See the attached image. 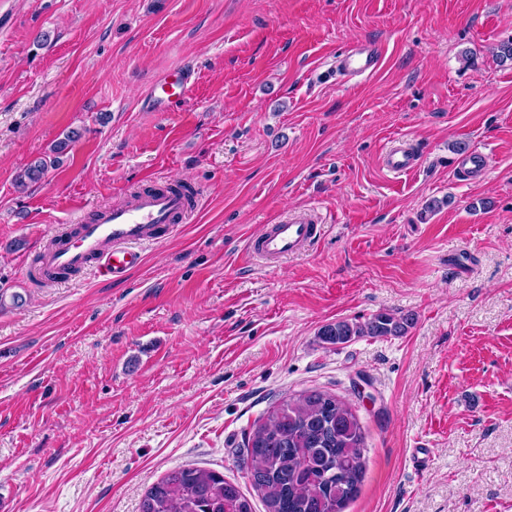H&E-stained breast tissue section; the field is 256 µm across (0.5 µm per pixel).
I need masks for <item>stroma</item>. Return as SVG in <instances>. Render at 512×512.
Listing matches in <instances>:
<instances>
[{"label":"stroma","instance_id":"obj_1","mask_svg":"<svg viewBox=\"0 0 512 512\" xmlns=\"http://www.w3.org/2000/svg\"><path fill=\"white\" fill-rule=\"evenodd\" d=\"M511 39L512 0H0V506L139 512L193 465L266 512L244 439L318 390L364 430L345 512H512ZM365 40L377 72L338 80ZM181 65L194 95L153 111ZM402 139L422 162L396 176L381 157ZM463 146L489 157L478 182L452 166ZM148 174L199 188L187 224L122 280L34 279L55 234ZM309 207L326 224L306 253L246 258ZM380 312L414 321L319 336ZM80 136V132L78 130H71L66 134L64 140H61L53 145L51 148L52 158L47 160L46 158H41L40 160L31 163L27 168H25L17 177L16 187L19 191H25L30 185L39 182L43 176L45 175L48 167H53L56 164L60 163L59 156H54V154H62L66 149H68L71 142L78 139ZM411 321L409 317H396L381 312L362 324L348 321L327 324L321 328L319 336L324 342L336 345L350 341L353 336H400L407 331Z\"/></svg>","mask_w":512,"mask_h":512}]
</instances>
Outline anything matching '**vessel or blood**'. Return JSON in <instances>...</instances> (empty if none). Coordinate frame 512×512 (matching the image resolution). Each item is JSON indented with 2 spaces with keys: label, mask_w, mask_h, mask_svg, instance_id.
Wrapping results in <instances>:
<instances>
[{
  "label": "vessel or blood",
  "mask_w": 512,
  "mask_h": 512,
  "mask_svg": "<svg viewBox=\"0 0 512 512\" xmlns=\"http://www.w3.org/2000/svg\"><path fill=\"white\" fill-rule=\"evenodd\" d=\"M381 53L371 42L347 47L336 57V69L345 79L370 75L380 65ZM188 68L172 69L152 90L153 109L169 111L192 92ZM384 168L400 175L415 170L420 157L406 141L395 142L382 157ZM458 172L470 180H480L488 167V157L480 150L461 153L454 160ZM144 189L130 203L99 210L93 217L79 218L74 231L55 236L51 247L38 262V275L46 282H59L72 272L97 266L103 274L119 279L140 265L139 247L159 243L170 236L191 213V189L175 183L158 182L148 176ZM321 218L311 209L292 211L268 225L252 238L248 254L275 264L302 253L316 238Z\"/></svg>",
  "instance_id": "obj_1"
}]
</instances>
